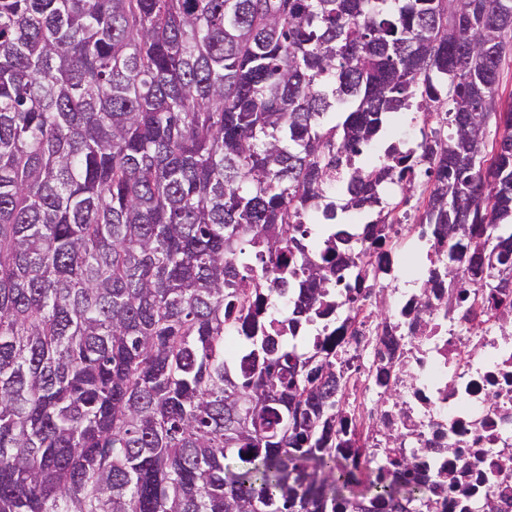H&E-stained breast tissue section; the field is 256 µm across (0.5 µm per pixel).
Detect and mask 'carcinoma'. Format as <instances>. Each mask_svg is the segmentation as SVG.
I'll use <instances>...</instances> for the list:
<instances>
[{
	"label": "carcinoma",
	"mask_w": 512,
	"mask_h": 512,
	"mask_svg": "<svg viewBox=\"0 0 512 512\" xmlns=\"http://www.w3.org/2000/svg\"><path fill=\"white\" fill-rule=\"evenodd\" d=\"M509 52L512 0H0V512H410L413 465L336 457L343 371L291 331L361 295L329 188L386 224L416 168L486 322L481 289L512 287ZM414 105L447 136L358 166Z\"/></svg>",
	"instance_id": "cac0c4a2"
}]
</instances>
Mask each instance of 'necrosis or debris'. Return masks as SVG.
<instances>
[{"label":"necrosis or debris","mask_w":512,"mask_h":512,"mask_svg":"<svg viewBox=\"0 0 512 512\" xmlns=\"http://www.w3.org/2000/svg\"><path fill=\"white\" fill-rule=\"evenodd\" d=\"M420 256L431 279L394 292L379 326L373 370L390 369L389 394L360 431L394 433L392 459H413L432 512H512V309L485 291L491 317L472 328L467 302L435 276L447 243L428 237Z\"/></svg>","instance_id":"obj_1"}]
</instances>
